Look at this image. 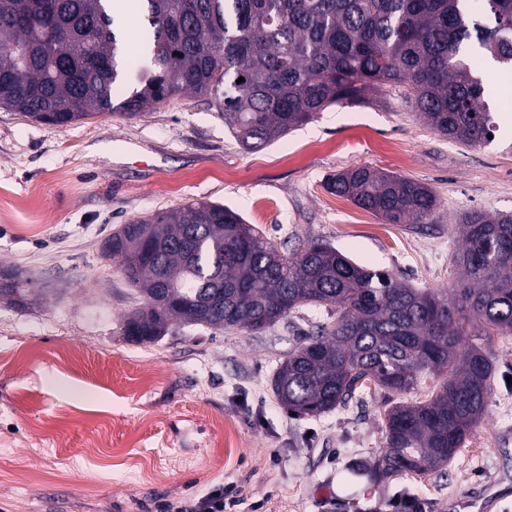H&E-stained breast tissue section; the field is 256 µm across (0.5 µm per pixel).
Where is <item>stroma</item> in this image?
Masks as SVG:
<instances>
[{
    "instance_id": "obj_1",
    "label": "stroma",
    "mask_w": 512,
    "mask_h": 512,
    "mask_svg": "<svg viewBox=\"0 0 512 512\" xmlns=\"http://www.w3.org/2000/svg\"><path fill=\"white\" fill-rule=\"evenodd\" d=\"M487 55L495 140L468 147L433 132L405 86L370 106H333L279 141L244 150L205 98H178L134 119L95 115L64 126L0 108V268L28 294L0 298V512H163L219 487L236 512H512V335L483 346L495 378L488 412L445 470L347 483L386 446L384 394L369 390L318 417L292 416L271 388L276 365L313 325L309 307L253 335L176 323L153 343L123 334L141 295L106 259L113 229L191 201L240 212L282 247L311 241L415 288L445 289L458 271L461 217L512 214V96ZM368 165L429 186L426 224L384 223L324 187ZM108 446L89 462L86 443Z\"/></svg>"
}]
</instances>
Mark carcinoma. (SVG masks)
<instances>
[{
	"instance_id": "carcinoma-1",
	"label": "carcinoma",
	"mask_w": 512,
	"mask_h": 512,
	"mask_svg": "<svg viewBox=\"0 0 512 512\" xmlns=\"http://www.w3.org/2000/svg\"><path fill=\"white\" fill-rule=\"evenodd\" d=\"M140 54L125 46L110 0H0V108L48 125L93 115L133 118L174 96L206 97L246 150H258L332 106L369 102L403 84L431 130L468 146L495 135L480 48L512 68V0H138ZM241 83H236L239 78ZM128 93L119 102L114 94ZM324 187L389 224H426L432 190L358 166ZM461 275L446 290L413 288L327 243L288 254L237 211L193 201L113 232L107 256L143 297L132 340L154 342L173 321L257 334L305 306L335 304L277 366L272 388L289 412L334 410L372 383L406 394L440 379L431 398L385 408L380 482L442 469L485 415L494 368L477 344L512 334V214L462 217ZM0 295L26 293L0 269Z\"/></svg>"
}]
</instances>
